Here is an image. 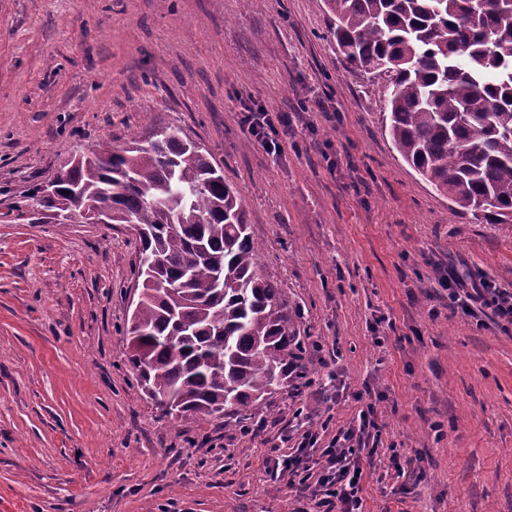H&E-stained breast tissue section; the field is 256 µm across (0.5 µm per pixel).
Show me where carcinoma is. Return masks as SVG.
<instances>
[{"label": "carcinoma", "mask_w": 512, "mask_h": 512, "mask_svg": "<svg viewBox=\"0 0 512 512\" xmlns=\"http://www.w3.org/2000/svg\"><path fill=\"white\" fill-rule=\"evenodd\" d=\"M353 67L390 74L385 127L454 210L512 221V0H326ZM172 129L90 149L57 173L65 199L139 226L142 291L127 321L142 392L174 419H235L306 379L295 317L261 273L243 204Z\"/></svg>", "instance_id": "carcinoma-1"}]
</instances>
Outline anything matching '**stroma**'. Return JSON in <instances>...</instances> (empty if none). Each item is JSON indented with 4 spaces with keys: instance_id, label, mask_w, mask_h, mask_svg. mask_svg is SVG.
<instances>
[{
    "instance_id": "stroma-1",
    "label": "stroma",
    "mask_w": 512,
    "mask_h": 512,
    "mask_svg": "<svg viewBox=\"0 0 512 512\" xmlns=\"http://www.w3.org/2000/svg\"><path fill=\"white\" fill-rule=\"evenodd\" d=\"M330 24L325 0H0V512H298L265 455L309 430L327 447L366 387L364 512H512V332L453 314L437 282L453 265L512 292V223L452 210L401 159L385 78L348 68ZM319 97L335 121L300 111ZM247 106L291 115L282 157ZM166 128L223 166L301 309L315 383L247 434L140 391L138 238L30 197L85 148Z\"/></svg>"
}]
</instances>
